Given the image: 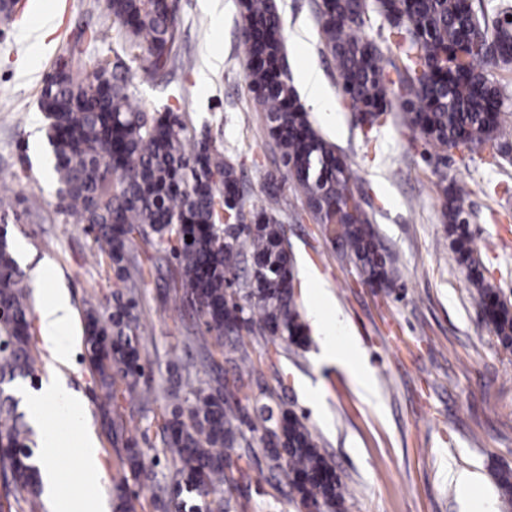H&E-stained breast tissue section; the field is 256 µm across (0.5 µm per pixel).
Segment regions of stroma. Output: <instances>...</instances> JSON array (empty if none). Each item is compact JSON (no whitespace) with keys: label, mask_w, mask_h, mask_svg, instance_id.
<instances>
[{"label":"stroma","mask_w":512,"mask_h":512,"mask_svg":"<svg viewBox=\"0 0 512 512\" xmlns=\"http://www.w3.org/2000/svg\"><path fill=\"white\" fill-rule=\"evenodd\" d=\"M44 1L21 0V10L0 23V172L15 195L40 202L38 215L8 227L27 276L38 271L47 276V290L32 292L33 307L41 309L51 290L64 292L73 309L66 332L78 344L70 362L60 365L42 342L40 320H33L36 377L15 379L5 390L24 414L30 411L24 394L36 380L56 379L82 396L100 470L91 477L73 466L63 480L85 486L91 498L109 503L119 450L102 426V391L84 359L80 337L82 312L111 295L112 273L93 260V240L82 224L57 210L38 97L63 51L74 50V65L86 74L98 60H114L122 46L112 38L92 37L112 23L105 0H48L52 9L47 14ZM275 5L288 70L294 74L306 66L319 74L331 110L311 118L357 169L354 190L373 211L399 278L392 289L363 284L303 205L294 204L282 219L293 245L302 309L311 310L314 287L329 293L364 353L374 397L365 401L344 369L320 362L318 341L301 350L257 335L247 339L256 372L240 399L248 406L283 403L305 415L349 488L346 512H464L465 499L450 479L451 473L462 471L477 476V491L491 499L495 512H512L495 483L497 469L512 468V351L483 322L452 259L438 187L443 174L468 183L473 242L490 282L512 300V235L498 230L512 225V161L496 166L487 152L452 151L446 165H437L424 143L402 127L397 105L372 132L355 126L338 94L336 63L323 47L316 0H275ZM177 17L180 52L190 59V68L175 70L168 83L156 84L141 78L136 63H129L132 99L150 112L184 114L197 135L209 137L235 163L246 201H259L264 175L282 162L245 81L237 0H178ZM162 287V280L153 277L138 292V341L148 360L139 380L145 398L132 408L123 402L114 408L126 435L159 456L153 482L139 490L144 512H163L161 503L175 478L162 443L170 381L186 369L199 386L214 370L229 380L235 374L233 363L219 356L217 347L199 346L202 319ZM288 492L266 463L254 464L240 476L228 512H298Z\"/></svg>","instance_id":"obj_1"}]
</instances>
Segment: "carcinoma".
<instances>
[{"label": "carcinoma", "instance_id": "carcinoma-1", "mask_svg": "<svg viewBox=\"0 0 512 512\" xmlns=\"http://www.w3.org/2000/svg\"><path fill=\"white\" fill-rule=\"evenodd\" d=\"M107 10L143 76L166 79L178 63L174 0H109ZM238 12L246 82L285 168L265 174L259 205L246 203L236 167L212 141L196 137L185 117L133 104L118 74L119 56L98 61L83 77L71 53L60 55L38 98L54 156L57 208L78 216L92 234L93 256L116 280L107 306H90L83 315L85 361L105 390L102 421L111 443L124 445L115 512H133L129 482L152 479L158 465V456L124 439L112 418L118 400L132 407L142 399L137 380L146 359L134 311L146 270L131 251L136 239L152 250L147 259L156 271L173 264L169 287L203 318L215 345L233 354L236 368L231 381L217 377L202 388L187 380L185 391L168 392L163 448L177 466L170 499L176 512H224L226 495L237 487L234 474L243 473L240 462L249 466L261 456L288 479L298 507L344 512L346 486L305 417L281 406L241 404L238 394L255 366L244 338L259 334L288 346L305 340L288 225L279 219L290 194L365 284L390 288L396 269L353 191L356 172L314 127L282 67L283 29L272 0H238ZM373 13L387 21L386 40L400 52L395 80L367 34ZM318 24L341 78L339 94L361 128L380 125L396 98L405 109L402 125L440 160L452 149L479 147L494 160L512 155L502 93L487 77V68L512 63V26L489 19L473 0H323ZM440 191L452 259L499 343L512 348V302L490 283L468 231L471 189L443 175ZM18 202L8 187L0 190V384L34 377L37 363L27 275L4 228ZM21 418L0 388V482L6 495L34 509L41 472ZM256 438L260 455L251 446ZM495 481L511 502L512 469L498 470Z\"/></svg>", "mask_w": 512, "mask_h": 512}]
</instances>
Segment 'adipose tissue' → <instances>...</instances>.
<instances>
[{
  "mask_svg": "<svg viewBox=\"0 0 512 512\" xmlns=\"http://www.w3.org/2000/svg\"><path fill=\"white\" fill-rule=\"evenodd\" d=\"M71 318L69 299L61 292L52 293L50 300L40 311L44 344L56 361L62 364L68 363L72 353V338L65 332ZM311 325L322 338V360L336 363L345 369L353 377L361 396L371 398L373 390L358 355L357 340L342 312L335 308L327 314L317 309L312 310ZM48 406L62 408L70 419L79 423L80 428L75 439V460L86 471H98L97 442L91 432L81 428L86 418L82 397L51 380L43 385L40 394L33 400L32 411L39 417ZM59 450V440L55 436H48L42 448L43 482L47 492L55 500L58 512H109L105 502H92L83 488L64 486L58 473Z\"/></svg>",
  "mask_w": 512,
  "mask_h": 512,
  "instance_id": "ef3b65f1",
  "label": "adipose tissue"
}]
</instances>
